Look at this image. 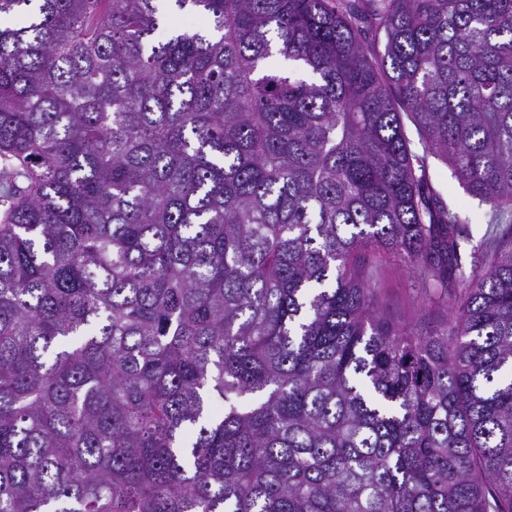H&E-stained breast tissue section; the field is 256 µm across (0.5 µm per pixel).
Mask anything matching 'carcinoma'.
I'll return each mask as SVG.
<instances>
[{"mask_svg":"<svg viewBox=\"0 0 512 512\" xmlns=\"http://www.w3.org/2000/svg\"><path fill=\"white\" fill-rule=\"evenodd\" d=\"M26 11L0 512H512V236L465 272L427 174L509 223L512 0H0ZM366 250L452 315L383 317Z\"/></svg>","mask_w":512,"mask_h":512,"instance_id":"carcinoma-1","label":"carcinoma"}]
</instances>
